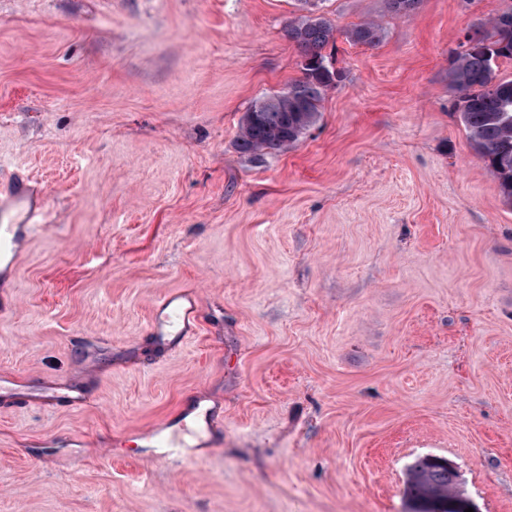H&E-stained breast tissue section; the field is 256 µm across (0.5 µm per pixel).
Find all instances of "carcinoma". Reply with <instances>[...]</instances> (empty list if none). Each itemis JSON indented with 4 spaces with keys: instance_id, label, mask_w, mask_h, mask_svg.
Returning <instances> with one entry per match:
<instances>
[{
    "instance_id": "1",
    "label": "carcinoma",
    "mask_w": 512,
    "mask_h": 512,
    "mask_svg": "<svg viewBox=\"0 0 512 512\" xmlns=\"http://www.w3.org/2000/svg\"><path fill=\"white\" fill-rule=\"evenodd\" d=\"M420 0H385L388 10L408 14ZM284 35L302 56L303 76L287 89L255 102L241 122L236 146L255 156L284 151L300 141L317 122L326 92L344 80L334 67L336 28L322 15H302L288 22ZM354 44L376 46L378 24L366 21L347 35ZM512 60V8L490 20V30L468 32L448 66L453 110L476 154L496 177L503 200L512 204V80L499 77L497 62ZM405 498L410 512L448 506L466 498L456 469L439 457L419 456L406 470Z\"/></svg>"
}]
</instances>
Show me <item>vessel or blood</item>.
<instances>
[{"mask_svg": "<svg viewBox=\"0 0 512 512\" xmlns=\"http://www.w3.org/2000/svg\"><path fill=\"white\" fill-rule=\"evenodd\" d=\"M50 201L47 190L28 174L14 171L0 183V256L16 265L18 245L47 225ZM200 305L194 292L171 291L158 301L151 320L152 333L166 345H178L195 335Z\"/></svg>", "mask_w": 512, "mask_h": 512, "instance_id": "b4317fda", "label": "vessel or blood"}]
</instances>
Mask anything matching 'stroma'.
<instances>
[{"instance_id": "stroma-1", "label": "stroma", "mask_w": 512, "mask_h": 512, "mask_svg": "<svg viewBox=\"0 0 512 512\" xmlns=\"http://www.w3.org/2000/svg\"><path fill=\"white\" fill-rule=\"evenodd\" d=\"M511 6L320 0L345 79L257 158L296 0H0V165L52 207L0 287V377L34 395L0 389V512H408L424 455L512 512V205L448 89ZM175 289L201 322L171 349ZM353 44L376 46L382 39V32L378 24L366 21L354 27L347 35ZM200 305L194 292L171 291L158 301L151 320L152 333L164 345H180L196 334Z\"/></svg>"}]
</instances>
